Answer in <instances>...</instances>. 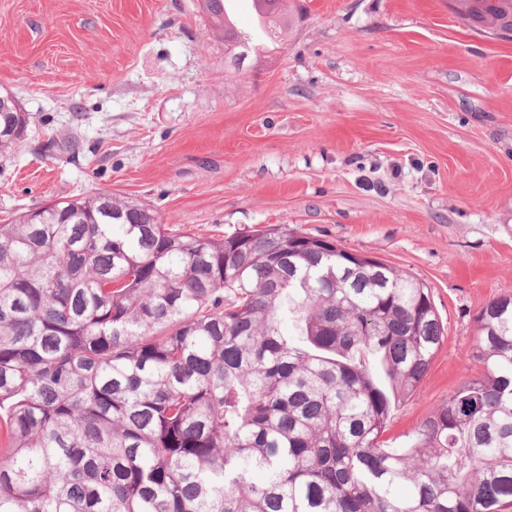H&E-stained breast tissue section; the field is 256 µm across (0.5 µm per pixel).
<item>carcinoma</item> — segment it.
<instances>
[{
    "mask_svg": "<svg viewBox=\"0 0 512 512\" xmlns=\"http://www.w3.org/2000/svg\"><path fill=\"white\" fill-rule=\"evenodd\" d=\"M271 43L299 15L254 0ZM203 0L233 49L258 54ZM512 37V0H448ZM0 154L24 138L13 96ZM483 373L388 436L444 337L432 290L286 226L208 237L117 194L0 224V512H498L512 502V296Z\"/></svg>",
    "mask_w": 512,
    "mask_h": 512,
    "instance_id": "cac0c4a2",
    "label": "carcinoma"
}]
</instances>
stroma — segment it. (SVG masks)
Wrapping results in <instances>:
<instances>
[{"label": "stroma", "instance_id": "stroma-1", "mask_svg": "<svg viewBox=\"0 0 512 512\" xmlns=\"http://www.w3.org/2000/svg\"><path fill=\"white\" fill-rule=\"evenodd\" d=\"M282 49L228 64L201 0H0V220L90 192L200 235L285 225L423 280L445 327L390 436L478 375L512 295V40L448 0H291ZM73 135L72 153L52 149ZM6 96V95H3ZM4 105L12 107V112H0V154L12 151L24 138L28 117L20 111L13 96H6Z\"/></svg>", "mask_w": 512, "mask_h": 512}]
</instances>
